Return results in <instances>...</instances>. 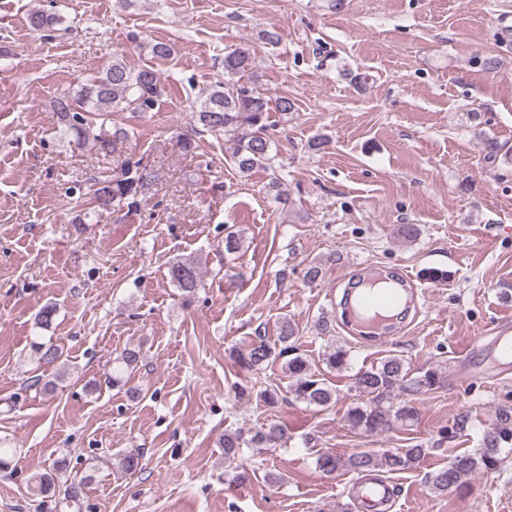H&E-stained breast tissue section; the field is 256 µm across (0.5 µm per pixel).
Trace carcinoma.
Returning <instances> with one entry per match:
<instances>
[{
	"label": "carcinoma",
	"instance_id": "carcinoma-1",
	"mask_svg": "<svg viewBox=\"0 0 512 512\" xmlns=\"http://www.w3.org/2000/svg\"><path fill=\"white\" fill-rule=\"evenodd\" d=\"M30 25L44 37L52 39L58 33L62 18L44 10H36L29 16ZM254 52L251 45L244 44L224 55V74L228 79L215 84L199 99L196 110L203 131L216 137H228L236 144L233 153L237 168L248 173L256 168L271 167L270 150L273 136L267 124L268 113L286 115L294 111V102L281 96L270 99L255 88L240 82V78L253 69ZM161 94L160 79L150 68L134 70L123 56L115 54L112 61L92 80L79 84V88H64L56 93L53 109L77 142L93 140L105 153L124 142L129 132L119 123L112 124V135L94 133L95 116H107L112 112H152L156 109ZM92 198L102 210L122 211L138 207L140 197L151 183V173L142 160L128 158L120 169L98 172L89 178ZM169 277L184 295L192 296L201 285L197 264L190 260H178L169 267ZM297 336L288 319L281 320L278 327V344H270L266 337L258 336L237 353L239 364L249 372L257 373L268 365L281 360L282 371L288 377L286 393L295 399L316 407H325L336 399V390L314 370L309 360L292 345ZM32 351L39 360L53 364L62 357L58 346L52 342L31 343ZM140 361V348H125L114 360L112 386L126 385L125 375L134 370ZM331 371L341 370L347 365V351L337 348L323 359ZM440 373L434 368L418 372L414 376L403 358L392 354L378 365L359 372L354 378V388L366 401L350 407L346 413L348 425L366 434H376L390 429L397 422L410 420L414 409L409 404L397 402L402 393L418 394L436 388ZM284 439V429L270 423L256 430L250 444L258 448H274ZM512 441V410L503 408L496 415L492 429L483 436L481 448L473 453L460 454L448 466L430 476V486L438 494H450L466 484L474 475L489 473L499 468L503 461L502 445ZM243 436L238 432H227L220 439L224 448V459L237 458ZM425 449L420 445L376 452L357 450L347 456L326 451L316 458V467L326 473L338 469L357 474L386 469L402 471L410 468ZM66 466V459L56 461L52 468L33 474L28 479L32 497L38 506L48 512H81L87 489L94 475L87 474L72 481H63L59 472Z\"/></svg>",
	"mask_w": 512,
	"mask_h": 512
}]
</instances>
